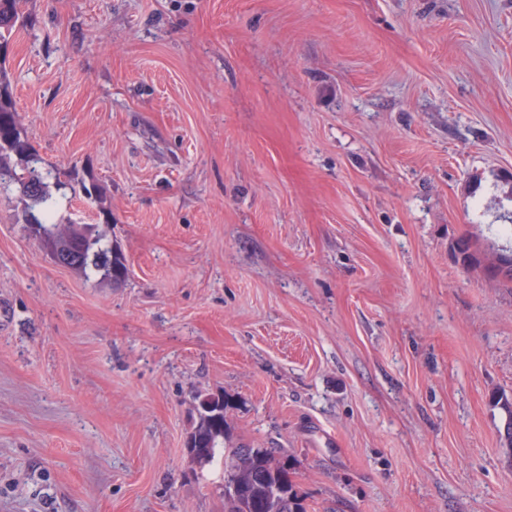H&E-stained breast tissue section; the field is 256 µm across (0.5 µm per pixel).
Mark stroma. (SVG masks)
Returning <instances> with one entry per match:
<instances>
[{"instance_id":"obj_1","label":"stroma","mask_w":512,"mask_h":512,"mask_svg":"<svg viewBox=\"0 0 512 512\" xmlns=\"http://www.w3.org/2000/svg\"><path fill=\"white\" fill-rule=\"evenodd\" d=\"M17 119L95 182L55 265L0 191V512H224L185 444L281 448L308 512H512V0H27ZM469 252H474L479 267L477 268L482 274L491 280L506 282L504 271L500 272L501 268H511L512 278V253H503L500 251L489 252L482 245L478 247L475 252L473 248H469Z\"/></svg>"}]
</instances>
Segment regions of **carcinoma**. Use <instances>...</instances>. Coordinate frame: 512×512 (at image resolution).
<instances>
[{
    "label": "carcinoma",
    "instance_id": "carcinoma-1",
    "mask_svg": "<svg viewBox=\"0 0 512 512\" xmlns=\"http://www.w3.org/2000/svg\"><path fill=\"white\" fill-rule=\"evenodd\" d=\"M26 0H0V49L8 48L17 25L24 23ZM4 55H0V188H16L24 203V221L43 247L60 266L84 275L94 274L113 285L121 284L128 273L125 255L109 243L95 224H58L54 221L59 200L54 196L66 187L80 191L88 200L97 199L95 184L73 183L66 173L47 168L33 152L16 119V107ZM196 420L187 437V447L195 451L201 463L224 456V473L244 475L243 495L247 508L236 501L224 500V512H307L305 499L293 487L288 498L272 506L268 492L276 484H286V471L279 467L285 457L270 448L224 447L229 428L228 404L224 395L198 394ZM493 407L507 417L504 440L512 449V397L502 393L491 397Z\"/></svg>",
    "mask_w": 512,
    "mask_h": 512
}]
</instances>
